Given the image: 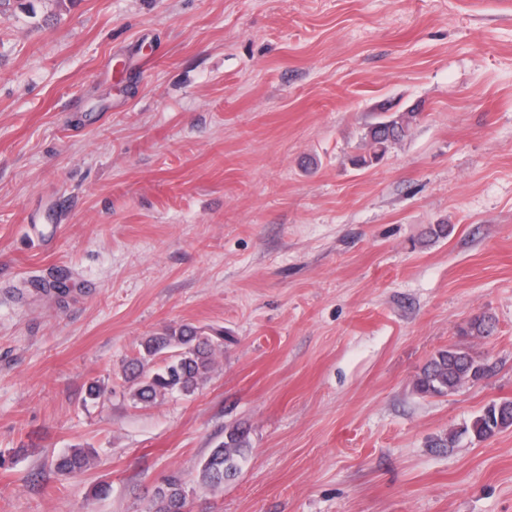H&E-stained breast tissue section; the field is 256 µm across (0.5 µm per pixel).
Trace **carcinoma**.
<instances>
[{"label":"carcinoma","instance_id":"cac0c4a2","mask_svg":"<svg viewBox=\"0 0 512 512\" xmlns=\"http://www.w3.org/2000/svg\"><path fill=\"white\" fill-rule=\"evenodd\" d=\"M419 113L409 112L397 119L379 121L370 127L365 152L353 164L366 168L378 162L389 147L402 140L416 122ZM224 345V331L185 323L166 328L147 338L139 355L124 367L125 381L131 384L134 404L147 407L177 393L192 395L210 378L216 351ZM490 372L480 357L460 347L437 351L422 367L415 381L423 395H447L466 380L476 381ZM512 427V399L489 404L476 416L465 432L477 441H486ZM251 451L248 432L235 424L224 429V440L211 449L199 470V485L216 490L234 479ZM92 454L82 448H70L60 454L55 468L63 475H78L91 466ZM154 512H182L188 506V494L177 477L157 487Z\"/></svg>","mask_w":512,"mask_h":512}]
</instances>
